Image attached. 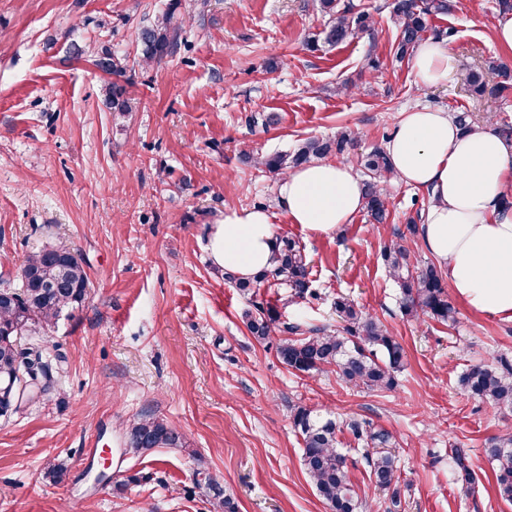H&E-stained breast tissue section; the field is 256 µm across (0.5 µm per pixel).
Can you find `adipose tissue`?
<instances>
[{
  "label": "adipose tissue",
  "mask_w": 512,
  "mask_h": 512,
  "mask_svg": "<svg viewBox=\"0 0 512 512\" xmlns=\"http://www.w3.org/2000/svg\"><path fill=\"white\" fill-rule=\"evenodd\" d=\"M414 72L426 87L447 79L442 42L418 45ZM386 151L396 183L429 193L420 241L449 287L474 309L512 321V209L502 203L512 143L487 127L462 130L447 111L423 106L403 112ZM277 194L290 222L317 237L350 223L364 205L362 184L346 162L296 168ZM275 243L267 209L228 207L210 228L208 251L213 265L248 279L269 267Z\"/></svg>",
  "instance_id": "obj_1"
}]
</instances>
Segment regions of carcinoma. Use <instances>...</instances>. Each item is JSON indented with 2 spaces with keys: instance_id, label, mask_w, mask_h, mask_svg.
<instances>
[{
  "instance_id": "cac0c4a2",
  "label": "carcinoma",
  "mask_w": 512,
  "mask_h": 512,
  "mask_svg": "<svg viewBox=\"0 0 512 512\" xmlns=\"http://www.w3.org/2000/svg\"><path fill=\"white\" fill-rule=\"evenodd\" d=\"M320 10L329 16L323 30V40L337 45L367 32L373 27L370 14L351 15L350 7H338V0H319ZM448 0H394L392 14L398 32L396 57L403 59L411 53L428 28V17L446 14ZM141 61L155 63L178 51L182 44L181 26L169 11L161 18L139 27L136 35ZM97 63L112 76L121 77L127 60L117 56L109 47L97 52ZM107 103L114 112L132 110V99L126 87L113 81L106 89ZM351 143L350 134L342 132L334 139H309L291 154H275L257 161V165L273 173L283 174L307 164L313 158L331 153L341 154ZM368 179L364 182L365 209L375 224L387 222V185L392 164L386 151L373 148L364 160ZM45 246L32 252L23 266L32 271V278L12 289L13 301L0 305V378H15V398L22 405L37 394H47L54 388V378L46 373L49 361L38 346L22 348L18 337L37 334L56 323L66 309L82 306L88 298L89 277L78 251L52 260ZM381 257L390 274L401 284L403 312L411 318L429 315L433 319L454 325L456 309L449 300L442 271L436 264L413 265L410 250L403 240H393L384 246ZM309 261L305 248L288 237L277 239L271 266L250 280H240L230 273L224 279L252 297L262 288H288L291 297L305 299L309 291ZM336 313L344 322L343 332L312 329L310 335L300 336L297 325L279 326L280 314L271 304L254 302L243 313V322L251 336L265 342L280 329L293 337L279 339L277 356L287 367L310 373L334 370L343 381L372 391L386 392L397 385V373L404 365V350L385 325L363 313L346 298L335 302ZM462 389L472 398L512 410V363L499 358L494 363L474 364L460 377ZM292 424L302 437V465L317 494L331 512H362L347 464V456L337 448V432L348 429L357 443L373 451L363 458L369 468V479L381 490L392 491V507L400 505L397 490L396 456L383 451L394 443L386 430H375L355 419L337 421L300 405L290 406ZM126 443L134 454H144L155 448H183L185 441L167 422L157 417H144L130 423ZM486 455L496 462L495 487L500 498L512 502V430L495 435L487 442ZM450 466L457 477L470 484L474 475L468 457L458 448L451 449ZM210 490L222 512H238L235 501L224 495L214 480Z\"/></svg>"
}]
</instances>
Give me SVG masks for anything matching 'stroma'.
<instances>
[{
	"label": "stroma",
	"mask_w": 512,
	"mask_h": 512,
	"mask_svg": "<svg viewBox=\"0 0 512 512\" xmlns=\"http://www.w3.org/2000/svg\"><path fill=\"white\" fill-rule=\"evenodd\" d=\"M340 2L370 13L373 35L321 42L317 0H0V284L18 285L26 256L45 246L77 249L91 282L85 305L35 338L55 392L0 417V512H218L211 478L238 512H329L302 466L289 411L297 403L394 434L398 512H512L484 451L512 428V412L459 384L470 365L512 361V321L456 295V325L409 318L380 257L400 236L412 259L428 260L407 229L426 212L427 192L393 186L387 224L362 211L316 238L280 207L278 176L254 163L348 131L355 142L340 159L359 167L418 106L466 111L476 127L512 126V83L489 74L476 93L467 81L484 62L512 66L490 26L499 0H452L430 17L426 38L448 49V78L435 87L418 85L412 58L395 55L392 0ZM170 10L188 50L139 65L138 28ZM101 44L128 57L132 111L104 101L111 77L93 57ZM258 113L271 123L250 125ZM228 203L265 207L311 262L316 298L267 291L281 323L341 329L335 301L349 298L404 347L394 391L295 372L279 361L276 339L250 335L249 296L207 251L210 223ZM145 414L186 447L125 452L129 424ZM338 440L365 512H387L390 494L369 480L352 435ZM91 448L123 451L107 483L92 481ZM452 448L468 457L474 483L450 470ZM55 457L68 464L60 483L43 476Z\"/></svg>",
	"instance_id": "obj_1"
}]
</instances>
